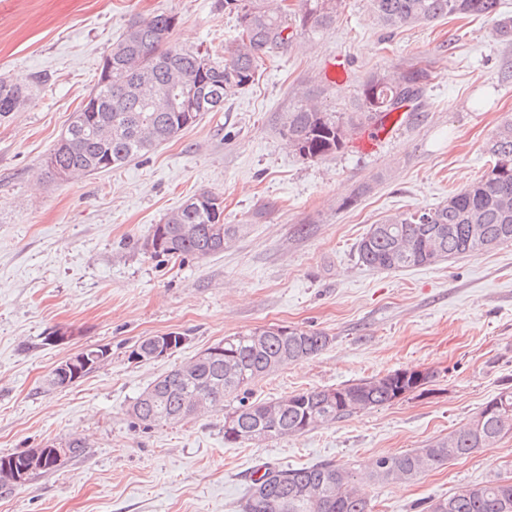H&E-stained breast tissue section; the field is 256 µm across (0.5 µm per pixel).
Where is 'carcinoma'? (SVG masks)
I'll list each match as a JSON object with an SVG mask.
<instances>
[{
  "mask_svg": "<svg viewBox=\"0 0 512 512\" xmlns=\"http://www.w3.org/2000/svg\"><path fill=\"white\" fill-rule=\"evenodd\" d=\"M369 11L386 28L399 29L432 23L457 15L493 16L500 0H367ZM343 0H301L294 14L295 29L317 35L330 29L341 13ZM224 13L235 17L239 42L224 61L210 60L201 70L198 59L209 56L172 40L177 15L161 12L150 19L132 20L118 46L112 49L110 77L100 74L87 95L90 111L112 120L111 130L69 123V144L57 143L49 151L50 174L57 170L80 169L94 175L120 168L142 157L160 143L183 130L176 112L158 108L160 95L176 94L172 74H178L194 88L188 111L201 117L224 110V100L249 83L260 62L271 51L287 43L288 6L279 0H224ZM430 77L427 70L409 68L401 73L379 72L360 87L352 112H327L302 93L301 100L279 119V134L300 157L321 160L348 147L351 136L366 125L402 108L422 94ZM46 81L42 75L0 78V117L25 105L32 88ZM488 172L467 188L432 207L389 215L370 225L356 245L358 262L378 271L436 264L473 250L512 243V120L498 128L488 148ZM209 201L199 206L182 205L165 217V239L156 244L159 225L152 227L149 246L155 257L167 259L202 258L224 251L242 229L224 223V209L215 203L218 195L201 191ZM191 224L195 233L184 236L178 225ZM224 226V238L214 233ZM484 226L482 240L475 242L469 225ZM254 328L224 338L213 346L215 353L195 363L190 380L174 368L156 378L146 390H156L151 399L137 396L126 414L135 426L146 428L176 424L192 419L198 412L187 399L197 394L208 400L204 409L223 405L224 398L248 391L256 380L273 373L270 365L283 357L294 363L320 354L331 342L320 331L277 326L264 331L257 341ZM419 388L402 380L394 371L383 377L362 379L337 389L349 393L354 403L341 399L326 402V390L313 388L266 402L238 400L231 413L234 425L224 428V441L246 444L260 434L273 441L327 426L358 410L385 406ZM482 429L475 433L465 423L448 436L424 448L383 456L373 464L369 477L380 482L413 480L423 472L452 459L473 454L507 433H512V386L503 388L477 414ZM69 454L59 458L47 453L44 464L27 476L52 471L83 453L85 443L73 437L65 443ZM355 470L331 462L307 467H267L251 481L241 512H372L369 500L358 488ZM261 496L255 497L256 489ZM427 512H512V480L494 479L459 486L446 497L433 499Z\"/></svg>",
  "mask_w": 512,
  "mask_h": 512,
  "instance_id": "obj_1",
  "label": "carcinoma"
}]
</instances>
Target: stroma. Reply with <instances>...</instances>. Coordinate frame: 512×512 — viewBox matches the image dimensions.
Listing matches in <instances>:
<instances>
[{
    "label": "stroma",
    "instance_id": "stroma-1",
    "mask_svg": "<svg viewBox=\"0 0 512 512\" xmlns=\"http://www.w3.org/2000/svg\"><path fill=\"white\" fill-rule=\"evenodd\" d=\"M177 14L175 40L225 58L237 39L221 0H0V76L44 74L31 101L0 117V455L83 438L59 470L0 491V512H240L261 465L332 462L363 469L473 419L512 385V243L433 265L376 271L356 244L388 215L431 208L478 181L488 146L512 118V41L496 17H451L387 30L367 0H344L330 31L276 49L255 83L220 112L126 166L63 182L42 160L98 80L130 19ZM346 82L326 84L336 56ZM431 77L406 120L375 153L311 162L285 146L278 118L296 92L324 87L347 111L383 70ZM224 201L241 225L224 252L160 261L154 224L194 193ZM272 325L325 332L329 346L255 381L267 401L312 388L428 368L424 395L352 414L300 436L224 441V405L144 430L126 410L158 376L224 337ZM180 349L148 363L135 342L169 333ZM59 342H50V335ZM108 361L66 388L46 379L84 348ZM512 478V434L402 484L367 482L373 512H422L456 487Z\"/></svg>",
    "mask_w": 512,
    "mask_h": 512
}]
</instances>
